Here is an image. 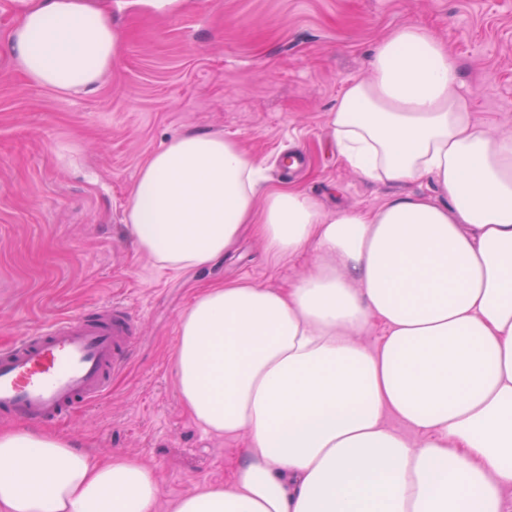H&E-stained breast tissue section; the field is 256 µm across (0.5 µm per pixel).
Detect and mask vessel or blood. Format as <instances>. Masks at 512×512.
<instances>
[{"label":"vessel or blood","instance_id":"b4317fda","mask_svg":"<svg viewBox=\"0 0 512 512\" xmlns=\"http://www.w3.org/2000/svg\"><path fill=\"white\" fill-rule=\"evenodd\" d=\"M140 334L115 301L61 318L0 348V417L56 422L99 399Z\"/></svg>","mask_w":512,"mask_h":512}]
</instances>
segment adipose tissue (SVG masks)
Instances as JSON below:
<instances>
[{
	"mask_svg": "<svg viewBox=\"0 0 512 512\" xmlns=\"http://www.w3.org/2000/svg\"><path fill=\"white\" fill-rule=\"evenodd\" d=\"M119 35L100 0H28L6 39L35 86L94 91ZM371 77L329 122L337 154L373 181L434 195L324 212L267 186L235 140L170 138L126 203L140 253L179 272L254 233L278 259L317 260L292 288L215 282L182 312L172 370L205 430L246 436L224 482L169 512H504L512 488V136L472 119L459 70L428 28L393 29ZM384 326L376 348L357 336ZM395 416L422 433L388 429ZM154 466L69 436L0 429V512H157Z\"/></svg>",
	"mask_w": 512,
	"mask_h": 512,
	"instance_id": "obj_1",
	"label": "adipose tissue"
}]
</instances>
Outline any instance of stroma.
<instances>
[{
    "mask_svg": "<svg viewBox=\"0 0 512 512\" xmlns=\"http://www.w3.org/2000/svg\"><path fill=\"white\" fill-rule=\"evenodd\" d=\"M122 33L98 89L63 95L30 84L3 48L23 0H0V345L115 300L140 340L111 389L51 424L107 457L155 466L158 512L201 481L226 479L244 438L204 431L171 369L181 313L208 283L298 282L314 259L275 260L245 235L204 270L173 273L137 251L125 204L140 168L171 137L205 131L263 160L270 186L315 196L325 212L367 209L432 182H378L343 165L329 118L346 85L368 76L392 29L426 26L457 61L473 118L512 134V0H183L174 13L108 0Z\"/></svg>",
    "mask_w": 512,
    "mask_h": 512,
    "instance_id": "stroma-1",
    "label": "stroma"
}]
</instances>
